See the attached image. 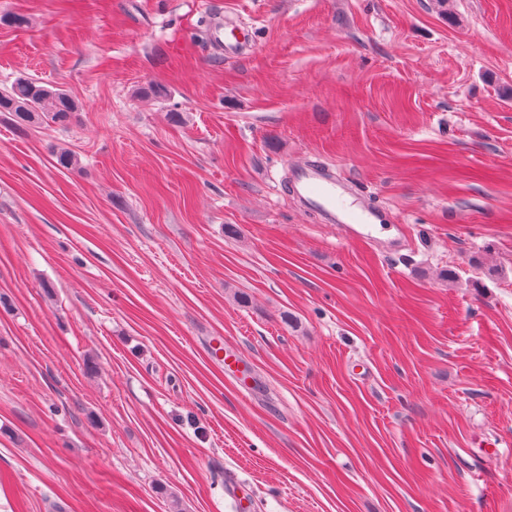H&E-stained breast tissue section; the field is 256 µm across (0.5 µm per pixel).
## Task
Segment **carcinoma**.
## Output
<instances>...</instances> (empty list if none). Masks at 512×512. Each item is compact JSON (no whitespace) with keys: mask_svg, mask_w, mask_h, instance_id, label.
Wrapping results in <instances>:
<instances>
[{"mask_svg":"<svg viewBox=\"0 0 512 512\" xmlns=\"http://www.w3.org/2000/svg\"><path fill=\"white\" fill-rule=\"evenodd\" d=\"M78 111L79 106L65 90L28 78L19 77L0 89V112L9 113L22 127L44 120L67 125Z\"/></svg>","mask_w":512,"mask_h":512,"instance_id":"1","label":"carcinoma"}]
</instances>
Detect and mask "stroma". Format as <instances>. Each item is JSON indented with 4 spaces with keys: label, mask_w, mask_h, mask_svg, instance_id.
Returning a JSON list of instances; mask_svg holds the SVG:
<instances>
[{
    "label": "stroma",
    "mask_w": 512,
    "mask_h": 512,
    "mask_svg": "<svg viewBox=\"0 0 512 512\" xmlns=\"http://www.w3.org/2000/svg\"><path fill=\"white\" fill-rule=\"evenodd\" d=\"M19 77L81 112H0V512H512V0H0ZM294 185L303 202L324 213L331 224H341L352 237H376V226L381 222L378 213L358 201L346 185L324 175L316 165L298 167Z\"/></svg>",
    "instance_id": "obj_1"
}]
</instances>
